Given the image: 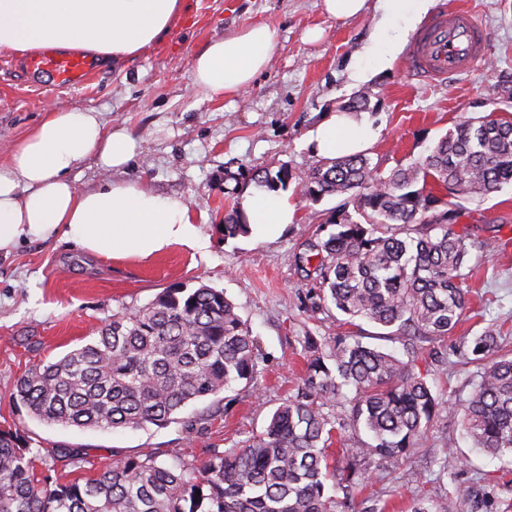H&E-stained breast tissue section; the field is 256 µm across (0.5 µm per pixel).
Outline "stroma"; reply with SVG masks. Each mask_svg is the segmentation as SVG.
Returning <instances> with one entry per match:
<instances>
[{
  "mask_svg": "<svg viewBox=\"0 0 512 512\" xmlns=\"http://www.w3.org/2000/svg\"><path fill=\"white\" fill-rule=\"evenodd\" d=\"M463 2L486 30L490 58L468 77L444 83L408 74L406 39L391 60L357 76L355 66L377 33L378 0H367L364 12L350 19L327 16L321 0H186L170 35L137 57L98 67L79 88L48 87L28 71L25 56L0 51V163L38 125L47 105L99 112L106 128L133 138L134 156L108 173L97 159L86 160L70 173L75 188L93 189L108 175L183 198L211 242L203 257L172 247L148 261L89 255L56 237L0 255V428L24 430L37 476L81 481L113 459L150 453L197 465L214 452L246 446L296 392L309 336L358 333L366 343L405 357L404 346L380 338L374 324L347 325L330 301L309 300L312 283L301 258L312 232L340 200L328 196L315 203L297 188L318 159L312 131L355 95L369 98V110L360 114L373 134L367 153L385 171L399 160L425 157L456 121L512 111V0ZM257 22L274 33L264 74L248 89L221 98L193 88V55ZM314 27L324 36L307 41ZM283 167L290 175L284 194L295 206L294 222L271 241L252 233L225 238V212L257 189L252 174ZM459 223L483 237L496 235L498 245L483 254L468 281L470 307L453 337L419 358L445 404L473 390L474 367L459 354L464 339L494 322L504 349H512V186L466 201ZM180 283L224 290L234 303L255 340L257 386H233L216 410L191 406V424L180 419L104 432L39 421L13 400L14 382L33 364L56 361L88 342L112 314ZM55 448H77L81 455L56 465L48 456ZM358 468L367 494L385 512H411L418 501L429 512H454L460 488L475 492L476 512H512V457L478 452L453 418L434 426L402 465L374 458Z\"/></svg>",
  "mask_w": 512,
  "mask_h": 512,
  "instance_id": "1",
  "label": "stroma"
}]
</instances>
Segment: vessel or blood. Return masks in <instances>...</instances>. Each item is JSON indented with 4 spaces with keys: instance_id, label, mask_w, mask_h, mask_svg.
<instances>
[{
    "instance_id": "b4317fda",
    "label": "vessel or blood",
    "mask_w": 512,
    "mask_h": 512,
    "mask_svg": "<svg viewBox=\"0 0 512 512\" xmlns=\"http://www.w3.org/2000/svg\"><path fill=\"white\" fill-rule=\"evenodd\" d=\"M488 52L483 26L474 13L460 5L438 11L418 30L409 46L410 71L429 83L468 74ZM32 73L48 77L60 87L85 85L94 72L92 60L78 52L46 50L27 62Z\"/></svg>"
}]
</instances>
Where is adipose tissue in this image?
Segmentation results:
<instances>
[{
  "label": "adipose tissue",
  "instance_id": "adipose-tissue-1",
  "mask_svg": "<svg viewBox=\"0 0 512 512\" xmlns=\"http://www.w3.org/2000/svg\"><path fill=\"white\" fill-rule=\"evenodd\" d=\"M184 6L185 0H0V51H86L120 62L169 35ZM381 7L369 53L376 65L397 48L391 32L409 27L429 0H381ZM273 50V33L263 23L213 40L190 63L193 84L213 98L234 93L266 70ZM312 139L320 156L333 158L363 151L370 130L366 121L339 112ZM133 151L132 139L106 128L97 112L48 106L0 164V253L58 236L84 252L116 259L146 261L172 246L206 254L210 241L185 200L159 196L135 181L74 188L69 174L85 160L97 158L110 170L124 166ZM244 207L264 240L278 237L295 219L294 206L272 191L247 197Z\"/></svg>",
  "mask_w": 512,
  "mask_h": 512
}]
</instances>
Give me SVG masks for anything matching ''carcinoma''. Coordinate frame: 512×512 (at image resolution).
Returning a JSON list of instances; mask_svg holds the SVG:
<instances>
[{"mask_svg": "<svg viewBox=\"0 0 512 512\" xmlns=\"http://www.w3.org/2000/svg\"><path fill=\"white\" fill-rule=\"evenodd\" d=\"M286 187L288 169L254 176ZM512 185V119L463 120L430 153L384 172L364 152L321 158L300 194L343 198L337 217L307 243L306 274L347 317L381 329L411 353L403 361L337 337L312 355L297 392L272 413L265 432L243 448L215 452L199 465H170L154 454L123 457L96 477L60 483L38 478L19 429H0V512H377L356 509L363 491L355 462L401 464L444 410L418 370L424 345L445 343L470 305L466 281L495 237L456 231L462 201L489 199ZM353 207L359 219L348 213ZM333 229H328V226ZM224 238L250 233L243 210L224 216ZM475 387L454 406L475 447L512 454V354L488 324L466 349ZM235 383H258L255 340L224 291L201 284L164 289L149 303L115 313L93 341L40 363L14 385L13 398L40 421L81 430L164 426ZM345 386L353 428L371 441L346 443L324 409ZM343 445L329 467L333 442ZM335 492L327 493V482ZM456 512H475L468 488Z\"/></svg>", "mask_w": 512, "mask_h": 512, "instance_id": "cac0c4a2", "label": "carcinoma"}]
</instances>
